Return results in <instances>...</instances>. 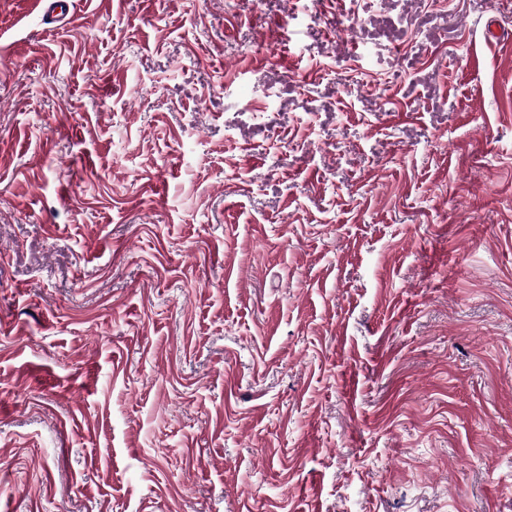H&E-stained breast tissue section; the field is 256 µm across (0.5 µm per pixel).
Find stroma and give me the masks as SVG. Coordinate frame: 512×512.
I'll use <instances>...</instances> for the list:
<instances>
[{
  "label": "stroma",
  "instance_id": "35a3bbf8",
  "mask_svg": "<svg viewBox=\"0 0 512 512\" xmlns=\"http://www.w3.org/2000/svg\"><path fill=\"white\" fill-rule=\"evenodd\" d=\"M512 0H0V512H512ZM75 2L74 0H38L35 2V7L43 10L44 16L51 24L72 14Z\"/></svg>",
  "mask_w": 512,
  "mask_h": 512
}]
</instances>
